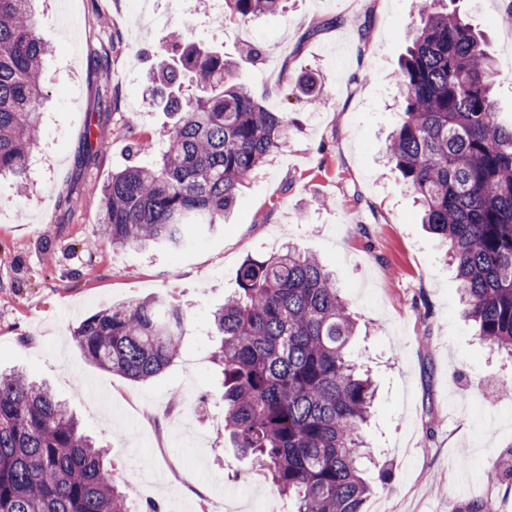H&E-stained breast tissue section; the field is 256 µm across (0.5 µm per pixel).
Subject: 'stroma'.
<instances>
[{"instance_id":"obj_1","label":"stroma","mask_w":512,"mask_h":512,"mask_svg":"<svg viewBox=\"0 0 512 512\" xmlns=\"http://www.w3.org/2000/svg\"><path fill=\"white\" fill-rule=\"evenodd\" d=\"M35 0L39 33L55 52L34 149L32 184L0 179V370L51 385L83 431L108 452L117 484L170 473L146 492L162 512H197L204 495L236 496L243 512H287L270 478L232 447L212 353V312L237 286L247 256L292 244L318 256L360 327L354 349L378 388L365 435L379 464L365 473L364 505L390 512H467L473 500L512 512V360L492 353L460 313L455 273L418 222L412 193L385 157L401 117L400 60L421 25L416 0H286L242 24L215 19L212 0ZM481 30L498 73L494 110L512 123V0H454ZM223 52L238 81L297 123L253 176L226 223L178 250L86 245L100 236L101 189L131 161L132 142H164L173 118L147 99L169 32ZM113 44L110 56L100 48ZM319 74V100L297 79ZM107 151L78 163L85 134ZM72 196L67 209L62 199ZM159 296L185 309L180 357L140 383L91 365L74 332L99 309ZM507 476L489 484L482 468Z\"/></svg>"}]
</instances>
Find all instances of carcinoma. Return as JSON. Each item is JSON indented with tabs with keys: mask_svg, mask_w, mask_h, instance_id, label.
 Listing matches in <instances>:
<instances>
[{
	"mask_svg": "<svg viewBox=\"0 0 512 512\" xmlns=\"http://www.w3.org/2000/svg\"><path fill=\"white\" fill-rule=\"evenodd\" d=\"M34 0H0V176L24 185L36 145L51 49ZM248 23L283 0H224ZM401 62V120L386 154L448 243L463 313L478 336L512 357V125L497 120L494 62L482 37L443 0ZM156 104L175 117L160 146L134 143V161L104 186L101 239L114 248H179L193 227L224 220L241 187L288 140L295 123L270 112L235 64L185 35L153 71ZM237 290L213 314L221 336L224 429L271 477L292 512H362L371 461L366 425L376 395L351 347L356 322L336 281L294 247L243 260ZM184 312L159 297L99 310L75 332L85 359L145 382L179 356ZM46 386L0 372V512H129V489L105 465Z\"/></svg>",
	"mask_w": 512,
	"mask_h": 512,
	"instance_id": "cac0c4a2",
	"label": "carcinoma"
}]
</instances>
